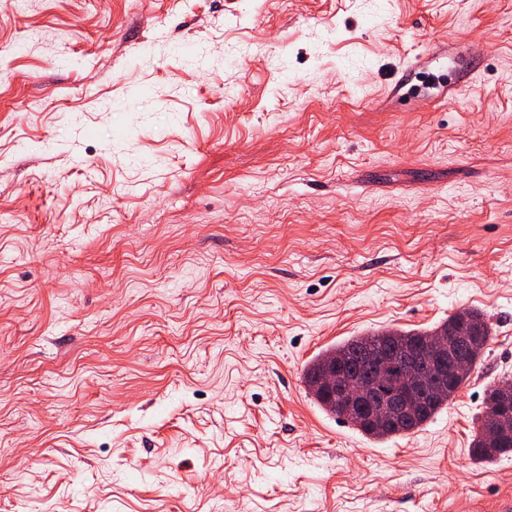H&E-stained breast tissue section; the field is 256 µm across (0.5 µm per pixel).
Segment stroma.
<instances>
[{
	"label": "stroma",
	"mask_w": 512,
	"mask_h": 512,
	"mask_svg": "<svg viewBox=\"0 0 512 512\" xmlns=\"http://www.w3.org/2000/svg\"><path fill=\"white\" fill-rule=\"evenodd\" d=\"M461 309L422 430L308 397ZM506 379L512 0H0V512H494ZM387 330L386 328L380 329L375 332H371L366 334L365 336H352L351 338L336 344V346H333L331 348H328L324 351H322L320 354H318L316 357H314L311 361H309L303 369V382L306 387V390L308 394L312 397L314 402L321 407L325 412H327L329 415L337 416L339 415L336 413V411L333 408V405H330V403L324 399L319 393L313 391L310 389L309 385L312 381V378L316 375L321 362L323 359L330 353H336V352H354L356 349L359 348V346L369 339H376L382 336ZM468 376L469 375L459 377L452 386L448 387L446 397L438 401L436 404H434L429 411L420 415L416 420L412 421L411 423L395 428L385 434L375 432L374 430L363 424H357L353 422L351 423L362 435L369 439H388L394 436L415 433L419 431L422 427L427 425L429 422H431L439 412H441L445 407L448 406V401L453 396H455V394L458 392L459 386L461 385L462 382L463 384L466 382ZM495 385V384H493ZM490 385L486 390L485 404L486 410L485 414L480 426V429L477 434H475L470 448V455L472 459L479 462H493L503 457H508L509 454H512V439L506 443V445L502 448H491L488 446L485 439V431L487 427V416H488V393L490 388L493 386ZM497 396L490 401V418L494 423V430L489 435L490 438L494 437L497 430L507 429L512 423V409L508 403H503L500 398H506L511 393V387L508 384H502L496 387Z\"/></svg>",
	"instance_id": "obj_1"
}]
</instances>
